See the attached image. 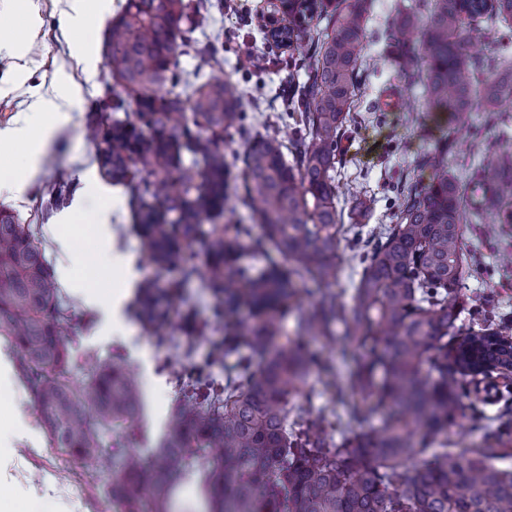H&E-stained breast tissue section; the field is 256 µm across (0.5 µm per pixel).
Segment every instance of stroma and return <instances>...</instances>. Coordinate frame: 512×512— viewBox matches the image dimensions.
<instances>
[{"label": "stroma", "mask_w": 512, "mask_h": 512, "mask_svg": "<svg viewBox=\"0 0 512 512\" xmlns=\"http://www.w3.org/2000/svg\"><path fill=\"white\" fill-rule=\"evenodd\" d=\"M66 0H40L42 24L33 48L35 66L29 86L0 98V127L18 120L29 103L30 87L50 90L55 70L70 72L83 89V102L71 114L68 125L56 133L42 172L20 199L0 197V207L12 209L21 223L32 225L42 242L50 267L62 262L56 236L55 216L46 214V192L58 179H65L73 196L84 199L81 224L72 232L73 252L90 249L83 238L86 225L96 222L102 207L111 209L110 246L116 257H127L139 278L156 279L174 291L168 309L173 328L157 335L144 327L133 311L136 284L128 282L120 316L128 327L125 336H103V315L87 311L81 299L61 288L60 300L74 332L71 337L69 380L79 386L92 375L98 359L122 354L138 371L145 392V436L130 445L133 453H146L160 440L172 406L180 397L179 376L195 367L221 340L220 327L210 324L214 299L204 279L184 280L181 266H150L141 253L133 227L130 202L137 194L136 182L112 184L100 168L102 142L87 137L90 115L104 98L105 65L86 71L70 56V36L60 23ZM276 0H233L231 7L212 10L207 36L224 44V75L247 92L243 110L249 124L287 138L288 127L279 118L293 77L274 55L265 67L254 71V55L264 54L259 34L269 21L279 20ZM403 0H371L365 30L368 55L357 73L359 101L340 144L338 167L339 206L342 224L354 192L363 191L375 200L369 227L394 223L399 213V189L426 180V156L437 146L448 147V169L457 175L487 164L491 159L512 157V100L501 112H476L465 126L448 115L431 111L420 85L412 83L399 61L397 47L387 32L400 16ZM463 255L472 268L461 292L469 306L480 307L492 319H512V224H501L489 234L483 219L469 217L463 226ZM205 322L204 333L186 331L182 322L188 310ZM18 427L0 455V504L9 512H113L108 493L112 475L94 465L71 459L55 448L43 427L18 367H10L8 383L0 385V424Z\"/></svg>", "instance_id": "35a3bbf8"}]
</instances>
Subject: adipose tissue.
<instances>
[{
    "label": "adipose tissue",
    "instance_id": "adipose-tissue-1",
    "mask_svg": "<svg viewBox=\"0 0 512 512\" xmlns=\"http://www.w3.org/2000/svg\"><path fill=\"white\" fill-rule=\"evenodd\" d=\"M111 0H69L61 17L64 28L73 34L72 56L85 68L97 66V58L88 36L91 23L108 13ZM14 16L18 24L0 28V61L9 66L0 74V97L23 86L28 79L31 53L40 27L39 0H0V13ZM54 94L46 95L33 89L32 101L25 119L0 128V144H22L27 148L22 164L12 169H0V193L19 198L28 190L32 178L42 169L46 150L57 125L68 121L69 114L81 104L79 85L65 69H58L52 78Z\"/></svg>",
    "mask_w": 512,
    "mask_h": 512
}]
</instances>
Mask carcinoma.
<instances>
[{
  "mask_svg": "<svg viewBox=\"0 0 512 512\" xmlns=\"http://www.w3.org/2000/svg\"><path fill=\"white\" fill-rule=\"evenodd\" d=\"M288 24L263 31L264 47L288 50V66L305 79L288 97V144L242 125L241 96L223 76L206 80L174 69L179 47L207 64L221 60L214 43L193 38L208 20L207 0H126L108 30L106 66L112 111L136 106L130 119L102 114L91 131L107 145L101 161L114 183L140 178L137 218L141 246L155 265H175L183 247L204 258L214 298L212 321L224 327L212 359L228 360L224 382L200 368L184 379L165 433L144 457L124 448L138 435L143 408L135 369L119 355L100 363L79 389L68 383L69 336L59 286L30 225L0 208V335L14 347L20 371L53 444L100 466L115 461L112 504L117 512H180L177 494L193 488L199 512H512V471L492 461L512 455V322L461 319L464 303L462 224L467 214L512 224V163L488 165L464 178L448 175V148L432 153L428 181L402 195L398 222L355 240L360 271L351 303L328 290L300 312L295 337L280 343L283 320L298 305L302 285L331 284L343 225L337 223L336 164L342 130L356 101L355 74L366 55V0H281ZM430 20L414 6L389 40L418 72L426 103L465 125L475 105L496 112L512 99V62L481 81L485 61L472 55L483 18L512 30V0H429ZM185 17L183 36L172 31ZM324 21L312 63L299 53L314 16ZM172 91L161 94L166 86ZM179 92H173V89ZM130 100H125L122 94ZM245 137L241 156L221 142ZM190 154L184 161L182 152ZM70 194L50 192L46 208ZM232 203L250 222L204 227ZM367 194L352 197L350 214L366 219ZM171 294L150 279L136 291L135 315L156 332ZM344 326L336 334V324ZM359 353L335 378L342 406L339 440L329 423L310 416L308 376L318 363L313 338ZM500 405L485 416L464 403L483 381ZM382 425H370L374 414ZM482 429L478 448L448 442L457 417ZM115 433L112 444L103 434Z\"/></svg>",
  "mask_w": 512,
  "mask_h": 512,
  "instance_id": "1",
  "label": "carcinoma"
}]
</instances>
